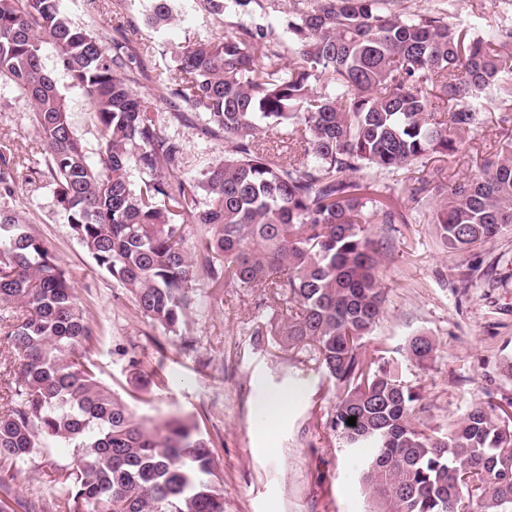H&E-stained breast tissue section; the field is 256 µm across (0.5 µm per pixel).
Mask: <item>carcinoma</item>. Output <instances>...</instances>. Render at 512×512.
I'll list each match as a JSON object with an SVG mask.
<instances>
[{
	"label": "carcinoma",
	"instance_id": "carcinoma-1",
	"mask_svg": "<svg viewBox=\"0 0 512 512\" xmlns=\"http://www.w3.org/2000/svg\"><path fill=\"white\" fill-rule=\"evenodd\" d=\"M191 2L221 24L231 9L277 12L276 0ZM391 2L297 0L281 18L186 41L159 75L158 98L204 115L224 140V159L198 172L134 91L140 60L128 47L140 23L165 34L181 0H148L139 22L120 19L110 35L74 23L67 0H0V88L33 107L43 158L27 171L153 325L192 347L196 296L226 286L278 309L273 335L312 354L336 389L325 427L346 448L372 449L362 472L369 512H512V400L436 432L413 421L418 397L403 363L365 349L385 302L369 225L407 222L376 175L454 155V133L487 103L512 112V29L480 33ZM48 49L93 114L92 147L44 65ZM20 166L0 148V197L18 194ZM401 194L429 202L427 223L450 251L486 243L512 226V134L455 188L420 180ZM16 303L0 318V463L59 440L76 457L56 469L59 494L39 507L0 481V512H224L210 438L192 420L140 416L98 382L93 321L69 273L1 209L0 305ZM434 352L423 335L407 349L419 367Z\"/></svg>",
	"mask_w": 512,
	"mask_h": 512
}]
</instances>
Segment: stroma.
Returning <instances> with one entry per match:
<instances>
[{
    "mask_svg": "<svg viewBox=\"0 0 512 512\" xmlns=\"http://www.w3.org/2000/svg\"><path fill=\"white\" fill-rule=\"evenodd\" d=\"M398 12H440L449 21L477 27L512 25V0H485L483 18L472 0H394ZM222 23V22H221ZM221 23L204 11L174 20L165 39L140 26L130 43L141 59L135 86L158 109L168 133L184 141L191 169L224 157L222 138L202 137L201 114L181 104L160 101L156 76L187 36H221ZM0 108V145L21 147L24 157L39 159L40 138L32 105L14 90L5 91ZM512 112L483 113L478 127L461 133L458 151L448 158L428 157L414 164L412 177L449 189L478 174L483 159L499 140ZM19 202L13 204L29 231L68 268L76 292L103 334L91 352L99 378L120 395L136 391L138 414L167 420L192 418L215 444L224 476V512H366L359 483L360 462L339 444L325 422L336 391L311 356L279 345L276 337L256 335L278 314L260 306L240 288L225 289L221 300L201 295L191 314L193 348L165 335L137 312L129 293L99 270L57 212L44 183L29 182L19 169ZM424 209L408 203L404 224H375L383 244L380 280L386 303L368 347L401 356L411 337H431L436 354L427 366L407 363L404 381L418 395L416 422L445 431L472 407L492 397L512 398V378L502 371L512 357V228L470 252H449ZM474 269L470 287H461L460 271ZM137 360L144 390H135L128 373ZM290 396L287 411L264 423L259 405L272 393ZM74 450L56 443L42 457L20 465L11 487L33 498L49 488V465L70 461Z\"/></svg>",
    "mask_w": 512,
    "mask_h": 512,
    "instance_id": "1",
    "label": "stroma"
}]
</instances>
